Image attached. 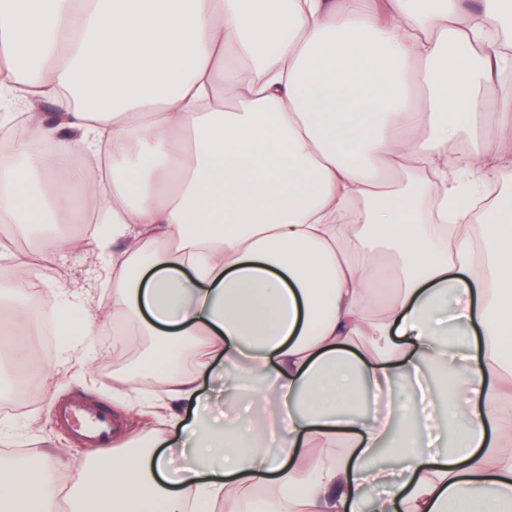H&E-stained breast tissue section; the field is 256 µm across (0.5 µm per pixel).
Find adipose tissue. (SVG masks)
Returning a JSON list of instances; mask_svg holds the SVG:
<instances>
[{
	"mask_svg": "<svg viewBox=\"0 0 512 512\" xmlns=\"http://www.w3.org/2000/svg\"><path fill=\"white\" fill-rule=\"evenodd\" d=\"M510 31L512 0H0L28 127L0 141V224L81 188L112 310L27 288L20 259L0 293L21 327L153 337L121 380L157 396L125 454L9 459L0 512H253L293 487L298 512H512Z\"/></svg>",
	"mask_w": 512,
	"mask_h": 512,
	"instance_id": "1",
	"label": "adipose tissue"
}]
</instances>
